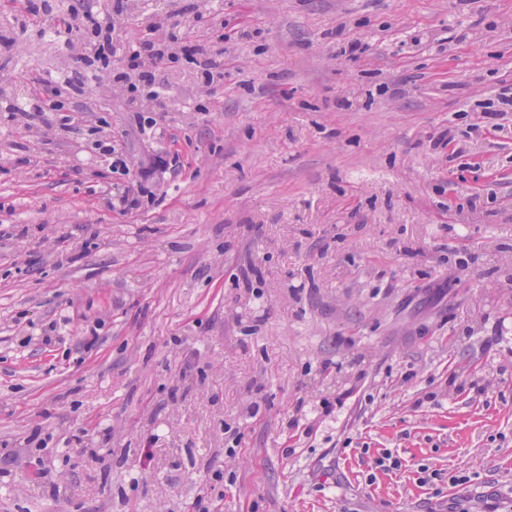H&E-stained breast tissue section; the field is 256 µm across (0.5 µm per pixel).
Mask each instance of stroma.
<instances>
[{
    "mask_svg": "<svg viewBox=\"0 0 512 512\" xmlns=\"http://www.w3.org/2000/svg\"><path fill=\"white\" fill-rule=\"evenodd\" d=\"M198 11L220 82L0 129V512H512V0Z\"/></svg>",
    "mask_w": 512,
    "mask_h": 512,
    "instance_id": "stroma-1",
    "label": "stroma"
}]
</instances>
